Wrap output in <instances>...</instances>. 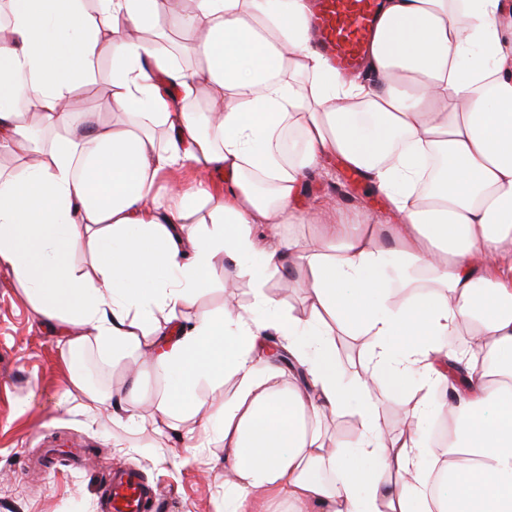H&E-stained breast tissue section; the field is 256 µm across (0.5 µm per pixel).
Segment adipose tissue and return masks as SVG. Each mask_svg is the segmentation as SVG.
I'll return each instance as SVG.
<instances>
[{"mask_svg": "<svg viewBox=\"0 0 512 512\" xmlns=\"http://www.w3.org/2000/svg\"><path fill=\"white\" fill-rule=\"evenodd\" d=\"M0 35V155L30 142L19 100L64 128L36 161L0 172V270L54 325L69 354L129 353L166 381L153 416L195 412L197 385H236L211 405L195 448L224 446V512L286 497L293 512H512V0H385L365 73L342 77L312 38L313 0H6ZM168 20L191 64L146 30ZM112 110L75 129L101 49ZM340 160L393 216L305 211L324 161ZM224 175L160 197L184 163ZM208 206L212 225L194 215ZM312 224L313 239L283 237ZM88 258L76 270V255ZM255 301L179 321L223 260ZM299 274L307 311L284 314L266 273ZM365 339L370 365L338 376L337 328ZM283 336L303 379L259 352ZM467 332L455 402L435 387ZM419 395L408 403L410 392ZM400 409L385 435L383 406ZM356 411L354 455L322 421ZM445 412V457L430 463L429 414Z\"/></svg>", "mask_w": 512, "mask_h": 512, "instance_id": "obj_1", "label": "adipose tissue"}]
</instances>
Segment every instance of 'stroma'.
Listing matches in <instances>:
<instances>
[{
	"instance_id": "stroma-1",
	"label": "stroma",
	"mask_w": 512,
	"mask_h": 512,
	"mask_svg": "<svg viewBox=\"0 0 512 512\" xmlns=\"http://www.w3.org/2000/svg\"><path fill=\"white\" fill-rule=\"evenodd\" d=\"M112 56L103 53L86 92L100 123L112 120ZM331 174L312 173L303 205L358 207L386 218L385 200L351 177L337 160ZM253 301L247 280L216 267L202 284L196 310L225 301ZM70 356L32 310L19 285L0 272V512H103L113 467L135 463L159 494L150 512H216L224 492V450L183 447L170 430L139 431L112 419L111 404L83 411L70 381ZM92 384L106 395L122 391L127 361L107 364L97 352L81 356ZM123 447H113V439Z\"/></svg>"
}]
</instances>
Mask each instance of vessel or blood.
<instances>
[{
	"label": "vessel or blood",
	"mask_w": 512,
	"mask_h": 512,
	"mask_svg": "<svg viewBox=\"0 0 512 512\" xmlns=\"http://www.w3.org/2000/svg\"><path fill=\"white\" fill-rule=\"evenodd\" d=\"M380 0H317L314 27L322 50L344 74L356 72L380 10ZM155 492L136 465L112 475L108 512H148Z\"/></svg>",
	"instance_id": "b4317fda"
}]
</instances>
